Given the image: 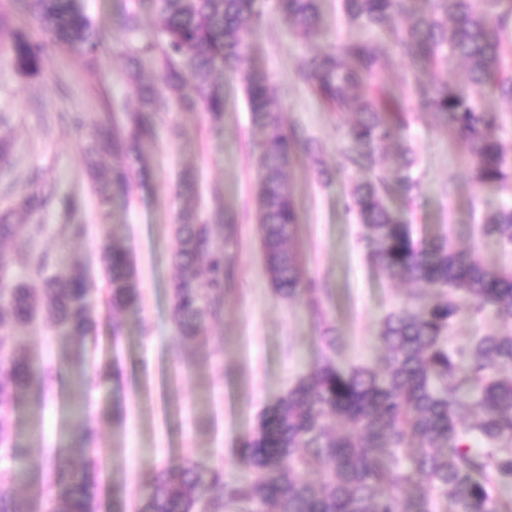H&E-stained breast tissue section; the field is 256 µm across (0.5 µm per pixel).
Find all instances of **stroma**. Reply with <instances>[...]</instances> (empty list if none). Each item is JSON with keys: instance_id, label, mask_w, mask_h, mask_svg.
Wrapping results in <instances>:
<instances>
[{"instance_id": "1", "label": "stroma", "mask_w": 512, "mask_h": 512, "mask_svg": "<svg viewBox=\"0 0 512 512\" xmlns=\"http://www.w3.org/2000/svg\"><path fill=\"white\" fill-rule=\"evenodd\" d=\"M81 5L104 33L99 68L58 50L39 76L24 77L2 45L14 33L37 40L42 32L21 0H0V16L7 20L0 31V140L9 142L11 156L9 166L0 168V210L30 187L33 175L42 176L51 201L39 221L48 231L29 246L52 255L61 270L77 266L85 272L98 318L88 372L115 360L123 369L120 382L86 393L103 452L98 512H112L116 486L125 492L127 512H134L150 468L184 458L233 465L265 408L325 354V332L341 342L337 365L377 364L383 318L412 303L433 302L438 292L393 278L372 258L366 229L350 209L354 184L371 173L343 168L340 155L349 118L323 106L297 79L301 63L323 48L365 37V30L345 20L341 0H322L326 27L312 41L270 14L250 41L247 63L278 95L283 124L304 127L321 148L320 154L301 156L285 175L301 218L295 247L306 281L317 290L319 318L308 313L304 301L280 296L269 281L254 205L255 129L237 78L222 79L226 103L217 124L207 112L183 111L162 96L156 133L143 146V166L131 194L116 198L108 218H101L95 184L86 172L84 129L137 105L136 88L125 78L127 47L133 42L123 25L125 12L138 11L147 35L158 30L160 20L151 0H81ZM404 143L417 154L410 175L419 188L390 198L389 205L413 240L445 235L486 265L512 270V247L479 232L482 218L507 202L503 188L474 182L467 157L451 146L447 131L431 116L411 113ZM218 207L233 218L232 226H218L213 235L231 271L224 315L209 326L204 347H182L175 342L170 308L176 276L173 226L185 212L207 220ZM60 224H82L86 231L68 239L55 234ZM113 235L129 247L141 294L121 316L125 333L117 347L100 261L102 245ZM492 332L512 333V323L491 316L477 320L464 308L448 330V346L462 349L474 336ZM69 396V386L63 385L40 406L17 411L18 430L29 445L22 465L30 473L46 471L55 453L72 455L77 424ZM116 404L124 409L119 425L100 416Z\"/></svg>"}]
</instances>
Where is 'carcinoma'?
Returning a JSON list of instances; mask_svg holds the SVG:
<instances>
[{"label": "carcinoma", "mask_w": 512, "mask_h": 512, "mask_svg": "<svg viewBox=\"0 0 512 512\" xmlns=\"http://www.w3.org/2000/svg\"><path fill=\"white\" fill-rule=\"evenodd\" d=\"M153 2L162 27L129 49V79L137 85L140 108L120 121L99 122L90 133L91 154L112 157V181L98 187L101 217L111 200L129 196L140 146L155 133L159 92L141 80V55L155 56L159 78L182 109L201 108L215 123L224 118L225 93L212 74L239 76L261 132L255 203L267 274L281 295L304 296L312 314L321 315L294 247L298 206L284 187L285 171L300 152L314 154L316 148L304 131L283 126L269 84L246 67L250 38L272 12L306 39L323 34L321 0ZM25 7L45 39L11 38L8 49L20 74H41L50 47L100 59L101 32L80 0H25ZM343 8L350 23L388 32L392 50L409 62L406 93L390 102L362 90L389 64L388 52L374 41L334 43L300 66V78L324 106L352 115L344 163L374 169L375 153L402 139L407 114L425 112L466 154L474 181L511 190L512 152L499 135L505 120L483 107L481 91L492 84L512 100V0H343ZM457 61L466 65L468 81L450 84L448 66ZM415 163L413 149H403L394 159L401 171L396 180L384 170L374 173L353 188L350 209L366 226L382 267L433 286L438 299L384 317L381 367L341 368L327 357L301 375L265 410L241 448L237 464L253 472L251 480L237 481L233 469L191 458L169 462L146 473L136 512H196L202 503L209 512H438L444 501L453 512H500L492 487L512 485V333L476 336L467 348L451 351L448 328L464 305L476 317L489 312L511 323L512 272L487 267L445 236L424 245L412 239L386 200L417 189L409 176ZM46 202L36 188L0 211V454L15 462L27 444L16 432L14 412L42 403L61 371L79 388L122 376L116 360L92 375L85 370L97 318L83 273L52 272L48 255L7 248L23 231L33 237L45 231L13 217L35 216ZM173 232L178 276L172 323L177 340L190 345L223 315L224 252L210 249L212 225L190 216L181 217ZM481 233L512 246V204L484 217ZM101 257L117 347L124 335L118 315L138 302L139 293L124 240L106 241ZM17 266L27 269L25 277L15 276ZM39 318L73 345L56 364L33 362L19 336L22 326ZM96 441L95 428L85 423L73 438L80 458L52 460L43 476V512H98ZM314 460L322 465L316 485L301 475ZM21 480L10 470L0 473V512H36L17 492Z\"/></svg>", "instance_id": "carcinoma-1"}]
</instances>
